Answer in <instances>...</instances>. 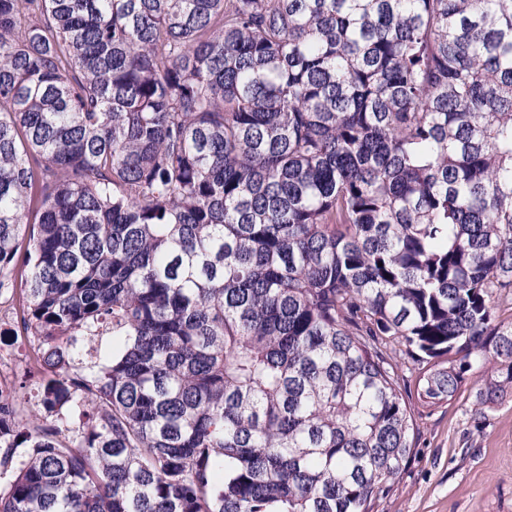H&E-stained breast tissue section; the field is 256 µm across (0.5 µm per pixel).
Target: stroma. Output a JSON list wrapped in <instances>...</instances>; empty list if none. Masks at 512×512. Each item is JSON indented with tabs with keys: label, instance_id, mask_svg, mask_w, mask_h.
<instances>
[{
	"label": "stroma",
	"instance_id": "35a3bbf8",
	"mask_svg": "<svg viewBox=\"0 0 512 512\" xmlns=\"http://www.w3.org/2000/svg\"><path fill=\"white\" fill-rule=\"evenodd\" d=\"M482 384L471 369L454 399L431 408L407 386L416 444L371 512H512V395L479 408Z\"/></svg>",
	"mask_w": 512,
	"mask_h": 512
}]
</instances>
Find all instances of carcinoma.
Wrapping results in <instances>:
<instances>
[{"label": "carcinoma", "mask_w": 512, "mask_h": 512, "mask_svg": "<svg viewBox=\"0 0 512 512\" xmlns=\"http://www.w3.org/2000/svg\"><path fill=\"white\" fill-rule=\"evenodd\" d=\"M507 289L512 0H0V512H370ZM1 336V334H0ZM2 342L0 338V347L3 350L10 351L14 357L19 361V365L15 367L12 370H4L1 368L2 365L7 364V359L2 358L1 360V354H0V385H2L3 388H7L11 386L14 382L18 384V381L23 376L26 367L25 358L28 354V343L25 336L22 338L19 336L18 340H14V336H1Z\"/></svg>", "instance_id": "obj_1"}]
</instances>
